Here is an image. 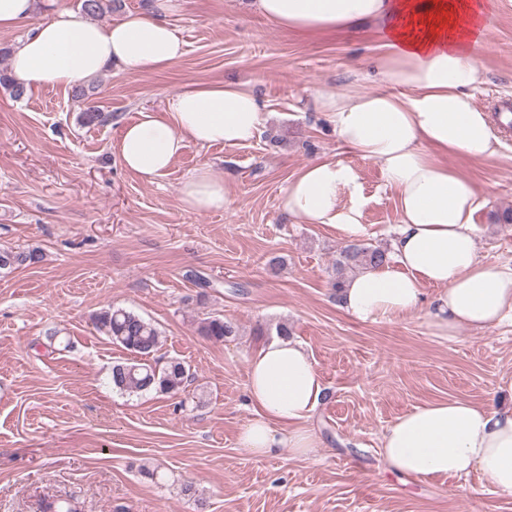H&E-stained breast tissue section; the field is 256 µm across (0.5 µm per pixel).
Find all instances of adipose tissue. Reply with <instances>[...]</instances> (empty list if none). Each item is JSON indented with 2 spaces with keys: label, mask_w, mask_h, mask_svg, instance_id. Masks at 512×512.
<instances>
[{
  "label": "adipose tissue",
  "mask_w": 512,
  "mask_h": 512,
  "mask_svg": "<svg viewBox=\"0 0 512 512\" xmlns=\"http://www.w3.org/2000/svg\"><path fill=\"white\" fill-rule=\"evenodd\" d=\"M267 23L299 33L340 34L371 24L379 44L374 59L385 89H319L312 105L341 143L376 161L398 192L399 223L391 262L352 276L342 307L362 322L425 312L435 335L460 327L482 331L512 321V267L479 257L480 207L474 183L448 166L447 156L486 161L499 141L473 91L482 81L479 58L493 0H253ZM178 0H154L150 13H130L109 24L58 10L37 16L36 0H0V30L32 24L10 58V75L28 90L73 87L114 65L130 74L157 72L184 54L170 21ZM267 119L249 83L191 85L170 97L163 116L142 114L121 131L123 166L151 183L171 168L185 140L202 146L250 143ZM348 204H340V194ZM189 213L229 204L223 171L204 166L183 183ZM362 187L357 172L333 159L303 166L288 182L282 210L302 224L341 230L363 239ZM436 289L424 301L425 286ZM326 392L304 345L282 337L251 358L247 394L254 418L239 435L242 447L266 457L288 449L308 456L320 440L309 421ZM388 469L415 479L480 473L512 495V410L463 399L413 408L380 438Z\"/></svg>",
  "instance_id": "adipose-tissue-1"
}]
</instances>
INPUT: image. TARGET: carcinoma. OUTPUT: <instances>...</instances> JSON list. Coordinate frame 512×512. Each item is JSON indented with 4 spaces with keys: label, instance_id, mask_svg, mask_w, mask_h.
<instances>
[{
    "label": "carcinoma",
    "instance_id": "1",
    "mask_svg": "<svg viewBox=\"0 0 512 512\" xmlns=\"http://www.w3.org/2000/svg\"><path fill=\"white\" fill-rule=\"evenodd\" d=\"M123 0H81V10L87 15H100L122 7ZM42 260L37 249L28 251L0 250V270L12 271ZM388 260L385 250L366 243H350L337 255L333 264V288H343L349 275L365 268H378ZM97 330L117 345L134 355L127 361L112 366V385L122 393L139 394L157 391L176 394L183 390L190 376V368L179 359L169 360L159 368L153 359L158 350L159 332L141 315L123 307L105 306L92 315ZM201 335L222 342L237 335L236 326L219 315L202 319L198 325ZM41 512H80L78 502L72 499L49 498L41 502Z\"/></svg>",
    "mask_w": 512,
    "mask_h": 512
}]
</instances>
